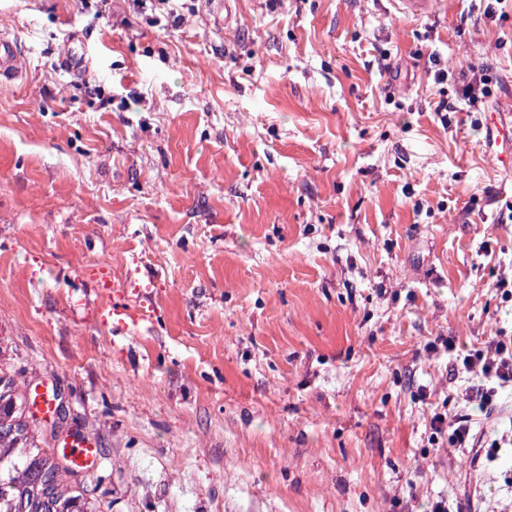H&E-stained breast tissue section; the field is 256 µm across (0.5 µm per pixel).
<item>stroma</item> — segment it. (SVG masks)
Returning a JSON list of instances; mask_svg holds the SVG:
<instances>
[{
  "label": "stroma",
  "mask_w": 512,
  "mask_h": 512,
  "mask_svg": "<svg viewBox=\"0 0 512 512\" xmlns=\"http://www.w3.org/2000/svg\"><path fill=\"white\" fill-rule=\"evenodd\" d=\"M93 14L0 0L27 62L0 87V348L96 436L74 485L98 512H512V447L432 424L472 411L449 342L512 336L485 122L512 114V0ZM472 414L453 415L448 418V429H451L450 447L470 448L474 452L475 460H479L485 453V448H493L490 457L497 448H502L501 442L493 440L489 446L484 441V435L478 430Z\"/></svg>",
  "instance_id": "1"
}]
</instances>
